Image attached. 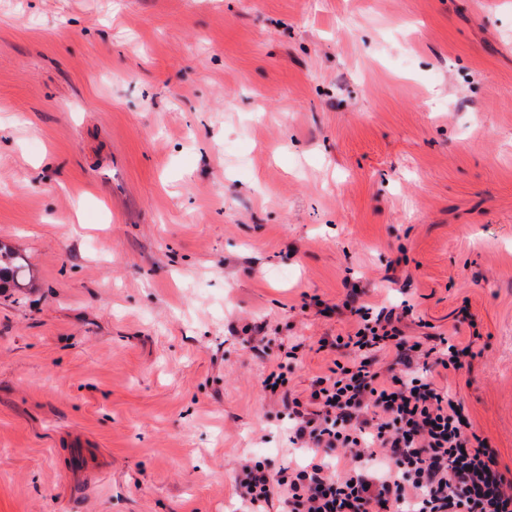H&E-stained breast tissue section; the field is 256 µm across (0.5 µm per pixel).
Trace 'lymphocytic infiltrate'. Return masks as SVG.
I'll use <instances>...</instances> for the list:
<instances>
[{"instance_id":"lymphocytic-infiltrate-1","label":"lymphocytic infiltrate","mask_w":512,"mask_h":512,"mask_svg":"<svg viewBox=\"0 0 512 512\" xmlns=\"http://www.w3.org/2000/svg\"><path fill=\"white\" fill-rule=\"evenodd\" d=\"M343 306L359 320L345 340L321 342L333 365L315 378L309 402L285 390L281 369L263 381L288 412L292 444L312 456L278 472L244 460L245 512H265L276 497L287 512H512V479L494 450L473 431L464 405L418 368L429 358L442 372L459 371L470 346L441 335L409 340L393 311L370 312L352 293ZM382 352L391 357L384 371Z\"/></svg>"}]
</instances>
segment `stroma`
I'll use <instances>...</instances> for the list:
<instances>
[{
    "instance_id": "35a3bbf8",
    "label": "stroma",
    "mask_w": 512,
    "mask_h": 512,
    "mask_svg": "<svg viewBox=\"0 0 512 512\" xmlns=\"http://www.w3.org/2000/svg\"><path fill=\"white\" fill-rule=\"evenodd\" d=\"M0 242V512H240L353 289L512 476V0H0ZM30 270L23 257L15 250L0 246V290L11 285L24 288L28 284Z\"/></svg>"
}]
</instances>
